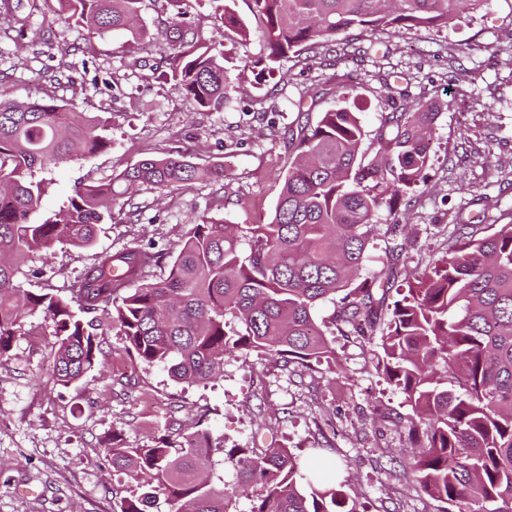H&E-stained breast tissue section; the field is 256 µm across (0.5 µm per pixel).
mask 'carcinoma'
Segmentation results:
<instances>
[{
    "mask_svg": "<svg viewBox=\"0 0 512 512\" xmlns=\"http://www.w3.org/2000/svg\"><path fill=\"white\" fill-rule=\"evenodd\" d=\"M69 24L103 36L124 30L133 40L143 0H57ZM215 23L204 40L174 13L160 36L169 45L156 81L201 111L228 99L224 36L249 40L251 27L235 0H209ZM267 48L260 74L334 43L349 29L446 26L482 9L487 0H250ZM437 106L403 103L377 129L373 157L358 112L340 105L316 124L289 129L290 165L270 221L234 226L210 217L188 225L165 277L148 268L163 253L140 248L106 254L68 294L20 289V265L59 243L93 244L95 226L112 203L141 186L173 191L208 175L183 154L143 158L107 184L83 185L52 216L37 221L48 182L43 174L74 156L112 144L108 120L76 116L58 99L17 101L0 82V359L10 356L24 321L39 311L55 326L59 384H77L96 361L93 320L112 307V325L141 364L161 366L176 383L207 384L240 354L285 364L331 363L335 349L313 317L318 303L344 293L338 325L371 336L384 323L376 368L399 389L414 415L410 477L446 512H512V224L476 236L458 229L447 257L385 305L388 290L359 271L376 211L417 184L429 161ZM238 486L252 491L250 512H358L339 497L335 474L310 477L287 448H225L207 429L165 431L143 448L112 436V467L144 476L141 491L118 500V512H237L233 494L206 473L213 450Z\"/></svg>",
    "mask_w": 512,
    "mask_h": 512,
    "instance_id": "cac0c4a2",
    "label": "carcinoma"
}]
</instances>
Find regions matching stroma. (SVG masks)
Wrapping results in <instances>:
<instances>
[{
	"label": "stroma",
	"instance_id": "1",
	"mask_svg": "<svg viewBox=\"0 0 512 512\" xmlns=\"http://www.w3.org/2000/svg\"><path fill=\"white\" fill-rule=\"evenodd\" d=\"M11 3L26 20L18 32L0 14V79L13 97L50 93L77 111L100 113L112 138L95 156L53 167L37 218L66 204L76 186L108 182L146 157L183 153L200 167L224 168L221 180H200L163 198L141 187L131 204L113 205L92 246L58 244L31 257L16 280L24 290L67 294L107 252L150 244L174 254L188 222L203 217L267 223L289 166L284 134L298 110L314 123L344 103L360 109L362 149L370 154L376 130L403 98L439 105L424 178L377 211L362 277L388 275L405 288L440 263L458 225H479L487 235L512 223V0H488L445 27L352 30L340 36V48L283 62L280 77L262 83L260 36L242 45L228 35L224 65L232 88L224 108L213 112L151 77L169 52L158 37L171 13L166 0H144L147 33L136 43L117 31L84 36L59 20L57 0ZM345 44L358 54H343ZM346 72L354 80L345 85L339 77ZM392 72L399 78L390 83ZM335 309L330 300L315 309L335 363L308 369L243 356L225 364L223 379L198 386L131 358L102 310L94 368L62 386L51 357L54 327L32 314L0 362V512H116L114 489L137 483L113 470L112 435L140 448L172 422L188 430L198 420L223 436L225 447L274 442L308 469H336L337 490L361 512H442L443 503L400 467L412 455L403 432L411 408L376 371L379 336L338 331Z\"/></svg>",
	"mask_w": 512,
	"mask_h": 512
}]
</instances>
